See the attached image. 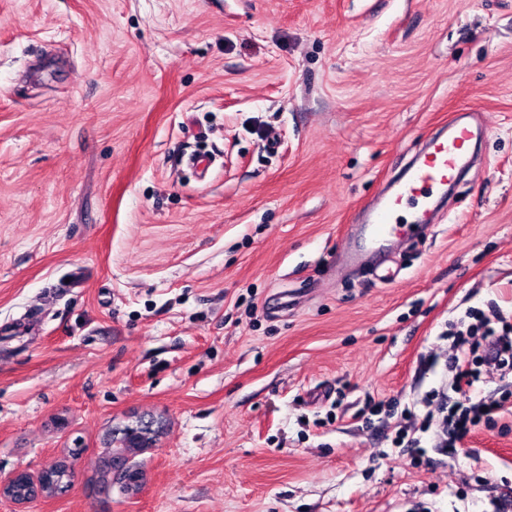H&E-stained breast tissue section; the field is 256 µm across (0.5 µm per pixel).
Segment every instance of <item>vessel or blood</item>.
Wrapping results in <instances>:
<instances>
[{"instance_id": "obj_1", "label": "vessel or blood", "mask_w": 512, "mask_h": 512, "mask_svg": "<svg viewBox=\"0 0 512 512\" xmlns=\"http://www.w3.org/2000/svg\"><path fill=\"white\" fill-rule=\"evenodd\" d=\"M480 123L457 116L448 133L433 138L409 168L392 193L381 194L368 212V221L349 228L347 242L337 258L341 267L382 261L386 248L402 230L419 234L427 230L424 221L409 226L399 224L396 215L404 209L427 213L433 199L447 193L449 183L470 161V148L481 133Z\"/></svg>"}]
</instances>
